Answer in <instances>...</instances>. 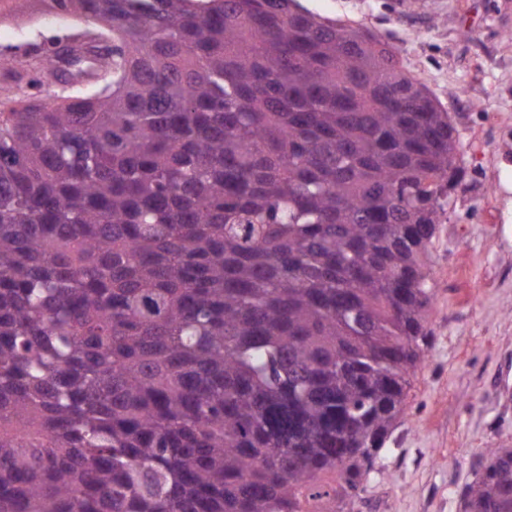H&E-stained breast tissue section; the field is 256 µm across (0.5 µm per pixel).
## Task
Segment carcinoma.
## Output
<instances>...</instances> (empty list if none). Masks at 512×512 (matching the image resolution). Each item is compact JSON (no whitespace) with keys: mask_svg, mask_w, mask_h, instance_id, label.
Segmentation results:
<instances>
[{"mask_svg":"<svg viewBox=\"0 0 512 512\" xmlns=\"http://www.w3.org/2000/svg\"><path fill=\"white\" fill-rule=\"evenodd\" d=\"M104 92L0 95V512H360L459 141L297 0H47ZM462 512H512L489 448ZM336 475V484L321 476Z\"/></svg>","mask_w":512,"mask_h":512,"instance_id":"1","label":"carcinoma"}]
</instances>
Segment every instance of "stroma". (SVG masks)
Returning a JSON list of instances; mask_svg holds the SVG:
<instances>
[{"label":"stroma","instance_id":"obj_1","mask_svg":"<svg viewBox=\"0 0 512 512\" xmlns=\"http://www.w3.org/2000/svg\"><path fill=\"white\" fill-rule=\"evenodd\" d=\"M299 3L392 47L460 134V174L431 246V341L361 512H461L485 449L512 448V0ZM26 12L0 22V57L25 53L42 69L80 22L39 0Z\"/></svg>","mask_w":512,"mask_h":512}]
</instances>
